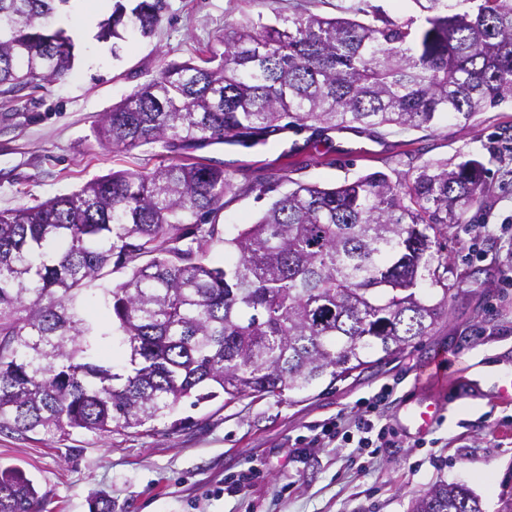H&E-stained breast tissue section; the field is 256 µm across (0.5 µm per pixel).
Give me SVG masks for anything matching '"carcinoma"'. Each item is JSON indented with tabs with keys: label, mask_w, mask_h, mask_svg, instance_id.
I'll list each match as a JSON object with an SVG mask.
<instances>
[{
	"label": "carcinoma",
	"mask_w": 512,
	"mask_h": 512,
	"mask_svg": "<svg viewBox=\"0 0 512 512\" xmlns=\"http://www.w3.org/2000/svg\"><path fill=\"white\" fill-rule=\"evenodd\" d=\"M0 0V87L41 88L71 68L53 2ZM394 20L366 0L341 17L293 6L224 25L200 64L162 67L103 115L102 144H162L176 160L118 170L0 212V430L100 437L159 421L186 398L307 393L362 374L448 317L439 239L483 203V163L426 161L323 188L285 172L242 184L194 151L293 128L470 126L512 102V0H413ZM163 0L118 4L107 36L150 34ZM290 188L281 192L284 185ZM277 193L226 236L229 201ZM224 245L228 259H210ZM125 278L112 280V274ZM99 295L106 320L91 315ZM124 354L122 371L110 359ZM34 483L0 470V512H37ZM411 512H483L441 481Z\"/></svg>",
	"instance_id": "1"
}]
</instances>
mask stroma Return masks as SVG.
<instances>
[{
    "mask_svg": "<svg viewBox=\"0 0 512 512\" xmlns=\"http://www.w3.org/2000/svg\"><path fill=\"white\" fill-rule=\"evenodd\" d=\"M290 0H165L151 36L120 28L118 37L75 33L69 74L41 89H0V211L35 205L80 189L115 170H147L173 160L156 144L119 154L98 139L103 113L169 63L197 60L214 47L225 22L287 12ZM484 167L486 202L442 239L448 280L459 287L449 317L357 379L292 397L183 400L153 431L129 429L66 439L0 432V466H15L36 484L44 512H410L414 496L437 481L460 482L497 512L512 490V405L496 403L487 385L472 389L479 366L512 370V104L480 113L460 129L398 132L347 128L278 136L263 154L213 144L200 157L224 165L237 181L287 168L290 179L333 187L381 171L402 177L428 160ZM445 358L446 372L426 369ZM388 386L386 408L444 387L452 400L432 432L435 445L416 446L396 430L394 444L351 456L346 448H298L312 425L350 414L358 399ZM262 475L237 489L251 466Z\"/></svg>",
    "mask_w": 512,
    "mask_h": 512,
    "instance_id": "1",
    "label": "stroma"
}]
</instances>
